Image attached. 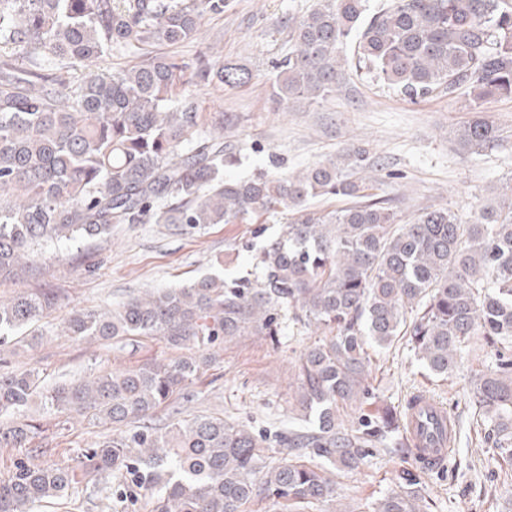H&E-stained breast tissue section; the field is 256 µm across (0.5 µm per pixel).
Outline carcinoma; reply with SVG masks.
Here are the masks:
<instances>
[{"label":"carcinoma","instance_id":"carcinoma-1","mask_svg":"<svg viewBox=\"0 0 512 512\" xmlns=\"http://www.w3.org/2000/svg\"><path fill=\"white\" fill-rule=\"evenodd\" d=\"M222 11L224 0H0L1 278L37 275L28 264L37 240L103 239L112 225L149 214L177 228L291 216L258 252L251 278L205 275L110 311L75 309L62 326L76 341L155 337L189 354L51 385L34 369L0 373V415H11L0 422V448L28 453L0 479V512H32L79 492L74 467L37 463L44 430L27 415L35 401L64 426L82 417L108 429L81 461L107 499L132 489L150 496L151 512H249L254 500L272 498L283 512H309L335 499L336 473L359 468L364 449L410 451L391 408L359 412L375 397L367 343L389 348L401 336L444 378L463 353L491 351L471 380L470 403L495 454L512 460V183L470 224L433 205L402 224L392 201L372 193L373 162L359 146L298 173L224 177L234 162L224 147L230 121L214 119L203 143L183 149L201 121L193 92L243 87L253 79L248 68L191 70L153 56L112 76L95 70L114 48L192 41L205 16ZM45 59L54 62L48 75ZM74 65L85 70L76 87ZM347 66L411 101L435 92L474 105L512 97V0H387L370 17L367 0H319L293 26L271 96L285 110L295 97L324 100ZM452 135L469 154L499 145L482 115ZM319 197L346 205L309 209ZM57 302L46 288L1 299L0 347ZM283 313L321 337L295 359L296 410L307 425L279 440L278 462H266L265 434L222 416L150 424L210 366L211 350L241 336L279 343ZM423 500L411 476L370 512H427Z\"/></svg>","mask_w":512,"mask_h":512}]
</instances>
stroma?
<instances>
[{
  "mask_svg": "<svg viewBox=\"0 0 512 512\" xmlns=\"http://www.w3.org/2000/svg\"><path fill=\"white\" fill-rule=\"evenodd\" d=\"M317 3L226 0L223 13L207 15L197 40L176 46L157 43L136 53L116 49L99 67L118 73L155 55H174L192 65L203 59L244 65L253 74L249 85L232 90L202 86L195 96L202 132H209V121L217 112L238 122L224 135L229 152L240 160L228 168V176L259 170L289 173L362 142L377 163L376 192L395 200L402 222L428 204L449 208L463 223H470L477 204L512 180V97L483 102L484 115L504 143L480 155L456 151L448 137L451 128L471 117L466 99L434 94L412 102L351 67L327 100L312 103L298 98L288 109H279L270 96L269 78L289 51L294 22ZM287 221V215L277 214L256 224L174 230L148 220L113 225L112 236L105 241L34 246L31 258L41 271L39 279L0 282V299L38 286L59 289L62 299L41 322L37 346L17 354L0 352V371L26 366L54 381L170 358V350L158 340L79 343L63 335L61 325L75 307H112L147 288L184 286L224 270L246 272L259 248ZM315 339L309 330L292 328L276 344L262 336H242L225 344L213 367L188 388L194 411L223 414L279 440L294 425L293 363ZM368 352L378 399L400 410L417 392L440 401L455 421V445L437 469L422 467L413 455L397 448L366 449L358 470L338 475L337 502L319 505L314 512H333L338 505L347 512H366L377 498L399 488L406 471L420 479L428 512H512V493L507 490L512 469L484 441L469 404L470 380L477 367L472 356H464L457 372L443 379L423 367L406 340L389 349L372 345ZM100 434V427L85 423L50 427L48 450L40 462L77 463Z\"/></svg>",
  "mask_w": 512,
  "mask_h": 512,
  "instance_id": "stroma-1",
  "label": "stroma"
}]
</instances>
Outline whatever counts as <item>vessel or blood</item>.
<instances>
[{
	"label": "vessel or blood",
	"instance_id": "obj_1",
	"mask_svg": "<svg viewBox=\"0 0 512 512\" xmlns=\"http://www.w3.org/2000/svg\"><path fill=\"white\" fill-rule=\"evenodd\" d=\"M407 426L420 460L432 468L442 464L451 439L447 409L430 398L416 396L409 406Z\"/></svg>",
	"mask_w": 512,
	"mask_h": 512
}]
</instances>
